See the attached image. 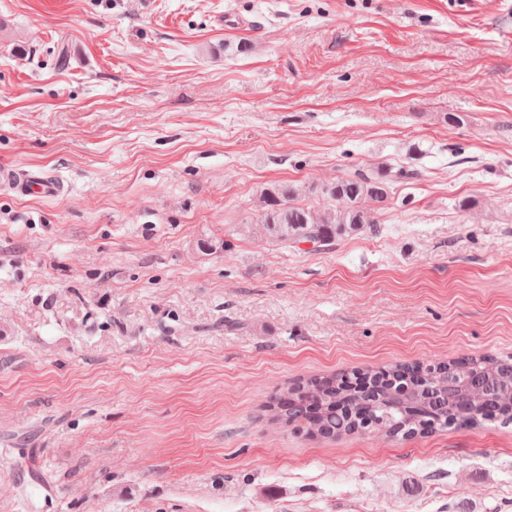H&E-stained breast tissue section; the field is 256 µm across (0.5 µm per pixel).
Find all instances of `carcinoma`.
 I'll return each mask as SVG.
<instances>
[{"label": "carcinoma", "instance_id": "carcinoma-1", "mask_svg": "<svg viewBox=\"0 0 512 512\" xmlns=\"http://www.w3.org/2000/svg\"><path fill=\"white\" fill-rule=\"evenodd\" d=\"M388 174L355 172L322 188L332 201L323 210L298 206V189L275 185L260 200V224L283 248L313 244V250H328L337 239L367 224L379 223L378 215L389 196ZM500 360L483 356L470 359L471 372L481 377ZM373 386L369 391L348 388L344 376L313 375L284 387L269 403L273 418L283 427L304 429L312 435L339 438L344 435L376 432L392 441H407L431 431L478 425L488 419L484 408L469 410L448 403L438 388V380L448 376L443 362L422 361L395 364L367 371ZM427 382L417 406L402 412L391 401L394 384Z\"/></svg>", "mask_w": 512, "mask_h": 512}]
</instances>
